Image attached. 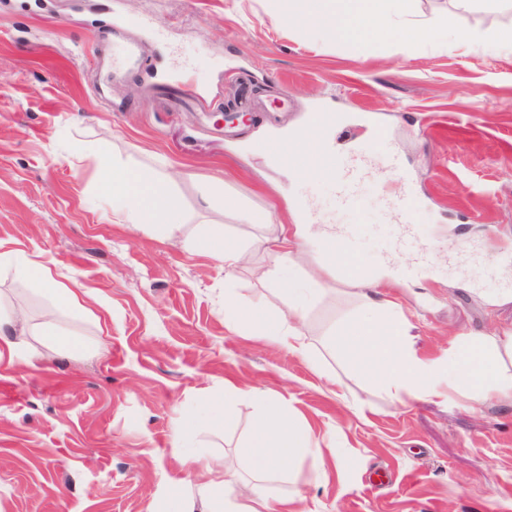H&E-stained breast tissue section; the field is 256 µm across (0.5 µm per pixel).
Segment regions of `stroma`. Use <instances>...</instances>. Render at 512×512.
<instances>
[{
	"mask_svg": "<svg viewBox=\"0 0 512 512\" xmlns=\"http://www.w3.org/2000/svg\"><path fill=\"white\" fill-rule=\"evenodd\" d=\"M289 2L0 0V248L84 299L57 310L0 272V309L26 312L18 358L0 361V512H158L186 475L173 428L202 399L223 400L228 382L282 397L317 442L335 431L343 452L325 475L304 459L271 486L300 490L297 512H512V405L477 408L471 392L448 387L397 401L349 372L330 341L361 305L351 281H327L302 325L310 362L224 322L228 283L241 305L287 312L263 277L266 240L293 223L286 204L297 201L314 223L340 228L344 257L387 273L423 356L512 329V48L486 41L512 28V0H409L405 23L443 30L412 44L400 31L354 41L284 25ZM108 15L140 42L147 67H96L112 49ZM457 30L473 41H456ZM243 82L258 108L225 126ZM191 89L208 111L180 107ZM272 95L290 108L268 107ZM313 112L329 115L332 152L365 169L352 207L337 204L335 182L299 181L254 148L291 137ZM371 116L387 124L386 142ZM114 159L158 169L184 224L161 236L113 213L97 167ZM403 189L418 224L395 255ZM260 212L269 223H250ZM207 224L247 243L248 263L228 274L191 251ZM50 315L79 347L37 336ZM251 420L241 407L198 425L191 449L239 474L234 491L248 505Z\"/></svg>",
	"mask_w": 512,
	"mask_h": 512,
	"instance_id": "1",
	"label": "stroma"
}]
</instances>
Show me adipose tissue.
Here are the masks:
<instances>
[{
  "mask_svg": "<svg viewBox=\"0 0 512 512\" xmlns=\"http://www.w3.org/2000/svg\"><path fill=\"white\" fill-rule=\"evenodd\" d=\"M293 9L282 17L284 24H301L323 30L327 36L354 37L375 29H391L407 8V0H292ZM320 126H310L293 137L294 156H318L313 166H295L302 180L332 178L336 168L327 152L318 148ZM100 182L112 195V209L123 214L127 223L152 224L167 232L183 224L184 214L173 194L164 186L160 173L150 167H130L113 160L103 170ZM270 250L277 290L288 297L289 312L278 315L261 307L242 308L233 289L224 291V322L234 330L281 344L289 352L306 358L310 348L300 331L310 309L325 295L321 279L335 276L342 260L328 244L326 232L309 238L304 225H280ZM313 247L317 276L307 277L299 267L298 256L305 247ZM194 252L204 253L234 269L248 255L246 245L230 236L223 225H206L191 244ZM0 269L27 282L51 297L56 306L76 309V292L54 287L52 281L32 260L18 251L0 252ZM382 270H362L358 283L366 287L362 301L374 309L370 319H354L339 328L331 344L337 359L348 369L398 397L424 393L438 395L442 381L459 389L474 391L476 401L499 400L512 403V375L502 369L503 352L512 353V330L501 336L477 335L453 340L446 359L429 360L412 349L411 322L398 310L397 303L381 292ZM251 408L253 420L246 444L251 470L270 482L290 477L292 462L312 458H339L335 440L326 444L314 441L308 426L280 398L254 387L248 390L232 384L224 386V408ZM193 420L177 425L172 445L184 449L182 466L198 471L196 481L178 480L169 496L168 512H255L234 496L236 474L224 471L215 461L201 462L187 453Z\"/></svg>",
  "mask_w": 512,
  "mask_h": 512,
  "instance_id": "obj_1",
  "label": "adipose tissue"
}]
</instances>
